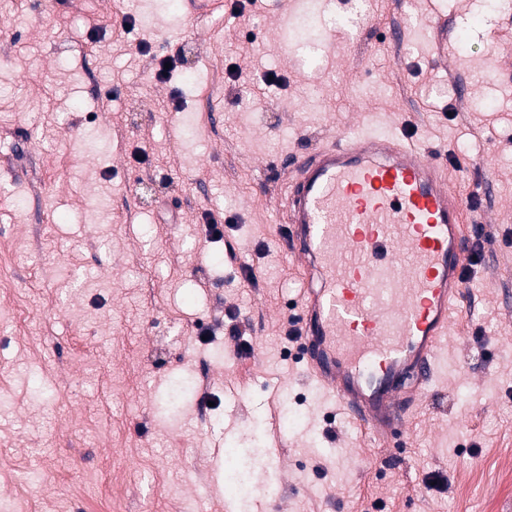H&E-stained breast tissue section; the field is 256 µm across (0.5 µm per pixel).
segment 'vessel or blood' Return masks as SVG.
Instances as JSON below:
<instances>
[{
	"mask_svg": "<svg viewBox=\"0 0 512 512\" xmlns=\"http://www.w3.org/2000/svg\"><path fill=\"white\" fill-rule=\"evenodd\" d=\"M277 241L315 287L296 328L309 378L387 445L439 377L464 286L466 207L406 133L352 130L298 159Z\"/></svg>",
	"mask_w": 512,
	"mask_h": 512,
	"instance_id": "obj_1",
	"label": "vessel or blood"
}]
</instances>
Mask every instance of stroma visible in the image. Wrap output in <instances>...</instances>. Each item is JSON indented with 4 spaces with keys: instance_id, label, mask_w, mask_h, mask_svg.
<instances>
[{
    "instance_id": "stroma-1",
    "label": "stroma",
    "mask_w": 512,
    "mask_h": 512,
    "mask_svg": "<svg viewBox=\"0 0 512 512\" xmlns=\"http://www.w3.org/2000/svg\"><path fill=\"white\" fill-rule=\"evenodd\" d=\"M307 2L315 69L275 26L295 0H214L199 20L170 0L0 5V512H255L225 482L239 464L270 512H512V12ZM166 57L176 78L151 80ZM356 120L466 155L450 183L488 184L492 213H465L482 259L439 382L387 447L307 384L289 334L306 282L275 245L292 163ZM207 213L229 217L223 237ZM233 321L248 349L230 350Z\"/></svg>"
}]
</instances>
